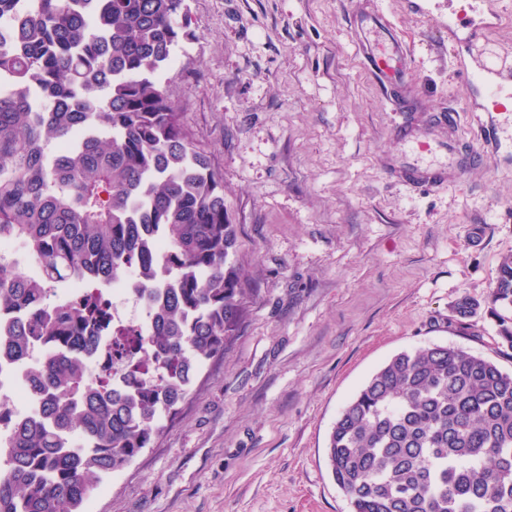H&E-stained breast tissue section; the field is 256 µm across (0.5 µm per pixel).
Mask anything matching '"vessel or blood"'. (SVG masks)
Listing matches in <instances>:
<instances>
[{
    "label": "vessel or blood",
    "mask_w": 512,
    "mask_h": 512,
    "mask_svg": "<svg viewBox=\"0 0 512 512\" xmlns=\"http://www.w3.org/2000/svg\"><path fill=\"white\" fill-rule=\"evenodd\" d=\"M354 22L356 26L369 25L378 31L380 39L367 47L366 61L377 80L389 88L396 110L404 114L392 128L402 151L388 161V179L412 190H427L448 183L479 162L480 153L464 149L455 138H438L433 128L420 126L407 116V55L388 20L366 11L357 15ZM483 89L488 110L504 112L512 107V91L490 81L484 82Z\"/></svg>",
    "instance_id": "b4317fda"
}]
</instances>
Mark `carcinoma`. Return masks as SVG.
Masks as SVG:
<instances>
[{"label":"carcinoma","instance_id":"1","mask_svg":"<svg viewBox=\"0 0 512 512\" xmlns=\"http://www.w3.org/2000/svg\"><path fill=\"white\" fill-rule=\"evenodd\" d=\"M3 16L18 25L0 47V241L22 243L36 271L0 259V311L31 312L8 336L18 360L37 344L50 354L32 379L45 420L0 440V512H83L236 336L237 233L223 176L163 80L197 37L187 0H0ZM129 267L154 318L142 348L100 295ZM161 267L173 282L158 292ZM74 279L84 293L52 302ZM480 309L464 296L450 312L464 325ZM487 309L512 357V257ZM103 332L128 359L124 392L105 370L89 381L74 355ZM326 456L349 512H512V372L458 346L400 352L340 410Z\"/></svg>","mask_w":512,"mask_h":512}]
</instances>
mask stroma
Returning a JSON list of instances; mask_svg holds the SVG:
<instances>
[{"label": "stroma", "instance_id": "obj_1", "mask_svg": "<svg viewBox=\"0 0 512 512\" xmlns=\"http://www.w3.org/2000/svg\"><path fill=\"white\" fill-rule=\"evenodd\" d=\"M376 3L408 54L420 114L452 112L481 162L414 192L391 182L389 93L358 45ZM199 37L167 91L224 177L247 290L239 332L152 448L86 512H348L325 459L342 407L395 354L457 345L512 371L485 299L512 255V112L482 113L463 69L512 83V0H484L463 55L448 0H188ZM481 307L482 305L479 300L464 296L451 306L450 312L459 325L474 326L471 323H467L466 320L475 317Z\"/></svg>", "mask_w": 512, "mask_h": 512}]
</instances>
